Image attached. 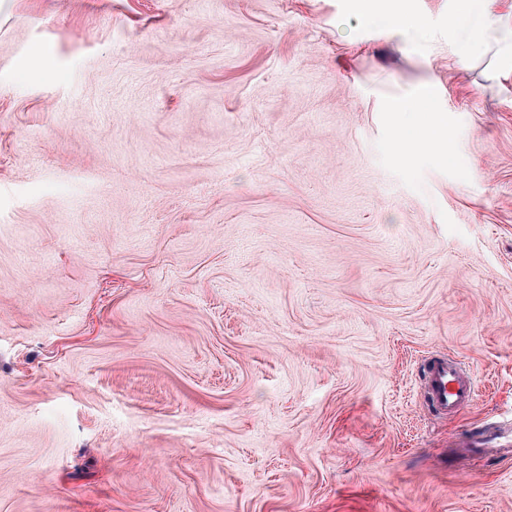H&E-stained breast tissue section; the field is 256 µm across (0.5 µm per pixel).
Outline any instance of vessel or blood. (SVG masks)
<instances>
[{"mask_svg": "<svg viewBox=\"0 0 512 512\" xmlns=\"http://www.w3.org/2000/svg\"><path fill=\"white\" fill-rule=\"evenodd\" d=\"M426 393L430 406L448 415L468 405L476 394V382L457 363L447 357L431 358L426 378Z\"/></svg>", "mask_w": 512, "mask_h": 512, "instance_id": "b4317fda", "label": "vessel or blood"}]
</instances>
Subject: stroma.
Listing matches in <instances>:
<instances>
[{
  "mask_svg": "<svg viewBox=\"0 0 512 512\" xmlns=\"http://www.w3.org/2000/svg\"><path fill=\"white\" fill-rule=\"evenodd\" d=\"M403 4L0 0V512H512V64ZM394 147L396 156L405 164L412 163L419 152L432 153L443 159L451 152L447 135L435 116L418 123L410 134L399 130ZM426 393L430 406L440 414L448 415L468 405L476 394V382L457 363L446 356L430 359ZM498 439L502 441L497 445L501 448L511 447L512 437L497 436L492 434L488 429L481 427L476 432L471 433L465 438V443L468 448H472L473 453H481L482 448H491L496 445H492ZM507 442L506 445H504Z\"/></svg>",
  "mask_w": 512,
  "mask_h": 512,
  "instance_id": "stroma-1",
  "label": "stroma"
}]
</instances>
